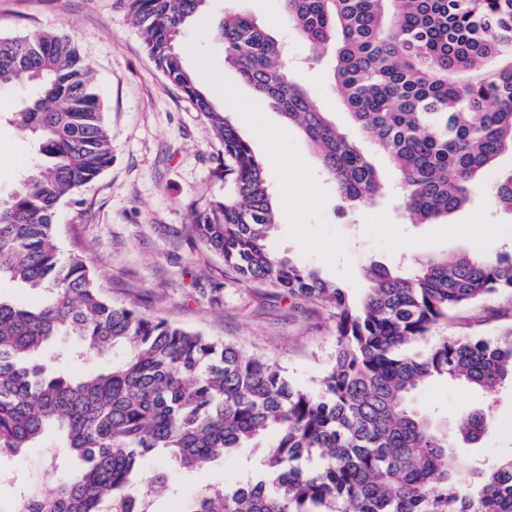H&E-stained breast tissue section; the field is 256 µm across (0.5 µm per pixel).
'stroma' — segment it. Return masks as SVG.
<instances>
[{"instance_id":"obj_1","label":"stroma","mask_w":512,"mask_h":512,"mask_svg":"<svg viewBox=\"0 0 512 512\" xmlns=\"http://www.w3.org/2000/svg\"><path fill=\"white\" fill-rule=\"evenodd\" d=\"M250 15L288 48L295 76L350 130L343 96L332 82L330 59L306 61L286 24L280 0H210L184 37V62L202 90L219 85L215 104H230L240 131L275 188L278 223L269 243L345 288L351 301L365 293L368 262L405 270L421 255L492 254L512 246V216L494 214L484 199L499 171L512 168L504 152L474 187L476 204L444 224H410L396 197L349 207L327 179L301 132L259 101L224 62V46L210 34L225 8ZM64 32L89 61L112 132V164L91 185L63 202L56 222L62 253L80 251L105 294L117 304L136 303L215 340L276 360L296 386L316 390L336 350L328 310L277 289L249 285L225 273L224 261L191 238L192 206L219 200L226 187L215 177L219 143L200 112L169 85L149 58L140 32L118 0H0V37ZM29 95L23 87L0 90V198L8 199L20 175L37 159L38 143L18 128L15 113ZM512 323V296H494L457 312L438 335L464 332L490 337ZM420 409L454 424L461 411H484L489 432L464 456L512 455V392L488 396L471 387L437 382L413 397ZM67 451L60 438L22 456L0 455V512H16L31 490L49 492ZM255 448H241L202 472L185 473V490L201 483L241 481L254 475Z\"/></svg>"}]
</instances>
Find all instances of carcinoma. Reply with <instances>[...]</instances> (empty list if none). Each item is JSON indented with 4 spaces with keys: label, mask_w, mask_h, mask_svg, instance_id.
Segmentation results:
<instances>
[{
    "label": "carcinoma",
    "mask_w": 512,
    "mask_h": 512,
    "mask_svg": "<svg viewBox=\"0 0 512 512\" xmlns=\"http://www.w3.org/2000/svg\"><path fill=\"white\" fill-rule=\"evenodd\" d=\"M124 2L157 69L222 147L215 173L229 191L194 210L191 235L235 279L329 309L335 358L319 390L303 389L276 361L107 301L80 256L60 253L54 224L59 203L112 163L91 66L63 33L0 37V89H31L17 124L37 136L40 155L0 200V280L48 294L35 308L0 299V454L57 431L78 461L21 512H154L153 498L168 495L169 512H512V457L461 467L460 443L482 442L484 415L465 412L448 430L411 402L435 380L490 395L512 386V325L490 340L432 337L458 311L512 294V254L421 257L406 271L372 262L351 303L268 244L277 214L265 167L179 46L207 0ZM281 9L313 52L332 54L359 137L294 79L263 24L226 10L213 35L256 97L301 130L342 200L370 206L389 191L371 159L380 153L411 223L440 224L475 203L474 182L512 151V0H281ZM491 199L512 216V171ZM62 334L79 337L76 357L112 361L74 376L38 360ZM234 448L263 449L258 480L181 493V473ZM150 459L141 495L135 477Z\"/></svg>",
    "instance_id": "obj_1"
}]
</instances>
